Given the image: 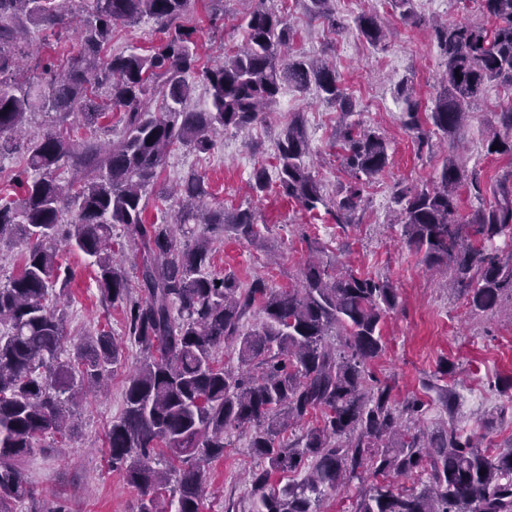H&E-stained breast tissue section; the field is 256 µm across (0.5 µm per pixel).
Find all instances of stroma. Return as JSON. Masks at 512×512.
I'll list each match as a JSON object with an SVG mask.
<instances>
[{"instance_id":"stroma-1","label":"stroma","mask_w":512,"mask_h":512,"mask_svg":"<svg viewBox=\"0 0 512 512\" xmlns=\"http://www.w3.org/2000/svg\"><path fill=\"white\" fill-rule=\"evenodd\" d=\"M285 11L295 31L289 52L310 59L335 62L341 83L350 95L351 113L336 111L316 89L298 92L283 87L272 112L247 131L225 130L208 155L186 150L174 152L166 161L156 184L157 191L174 187L192 170L205 174L211 194L209 203L225 209L253 208L259 216L262 237L268 248L222 234L213 243L210 271L221 276L235 273L243 282L259 278L268 288L280 289L296 283L308 256V243L319 240L328 255L339 264L389 279L399 293V305L382 324L385 348L375 361L378 378L396 383L398 398L423 396L428 409L423 425L445 420L446 413L436 392L423 391L422 382L436 372L443 360L455 364L451 379L456 383L459 405L458 426L467 432L478 430L481 422L501 404L493 381L512 376V302L487 313L471 311L466 299L441 288L426 271L420 255L401 239V228L393 222L398 208L396 188L406 184L432 186L437 172L451 151H458L468 169L478 172L481 192L460 191L459 213L466 216L494 203L492 188L512 171V159L486 151L488 132L497 125V115L512 100L501 86L488 85L470 106V117L459 143L430 138L422 144L401 122L402 103L397 88L411 81L423 105H431L440 90L437 78L444 69L442 57L431 39L429 20L459 21L480 18L477 5L460 9L456 0H412L417 22L400 17L388 0H333L335 16L342 28L312 18L308 0H268ZM256 0H224V24L213 27L208 0H191L180 22L194 29L199 53L206 65L219 64L224 53L246 43L242 18ZM377 10L389 22L392 33L373 46L358 33L355 19L365 9ZM157 25L142 18L133 25L113 28V52H145L157 38ZM21 67L35 74L42 55L59 60L80 49L79 30L69 26L56 31L29 27L22 46ZM302 115L310 151L305 158L323 185L327 199H334L348 181L342 163L341 127L359 123L378 129L389 143V164L364 191L363 206L355 226L336 224L325 211L311 214L292 201L267 191L253 196L248 184L253 170L275 165L276 141L295 115ZM63 262L75 274V281L60 294L58 307L64 316L67 345L88 340L97 330H110L113 337L124 335L120 307L104 306L89 257L63 250ZM122 370L102 391L87 393L75 407L68 439L45 440L41 448L21 463L26 479L36 488V502L16 504L15 512H137L140 493L126 484L122 472L113 469L106 432L122 413L126 376L139 352L126 345ZM249 431L232 434L223 458L207 463L208 486L204 512H249V471L258 460L249 446Z\"/></svg>"}]
</instances>
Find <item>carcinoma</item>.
I'll return each instance as SVG.
<instances>
[{"label":"carcinoma","instance_id":"obj_1","mask_svg":"<svg viewBox=\"0 0 512 512\" xmlns=\"http://www.w3.org/2000/svg\"><path fill=\"white\" fill-rule=\"evenodd\" d=\"M190 0H95L79 29L81 51L64 71L47 62L42 78L18 72L17 35L27 25L62 28L68 15L55 0H0V156L21 152L24 177L0 194V241L27 245L19 271L0 287V512L36 502L37 492L18 462L47 437L64 436L69 404L123 366L125 355L112 333L74 347L64 360V318L49 302L73 279L62 267L58 242L94 258L102 301L121 307L125 336L138 347L139 363L128 379L125 407L107 434L112 464L141 495L139 512H164L166 495L177 512H203L207 485L203 463L224 456L226 438L253 430L250 447L261 460L250 477V512H317L331 492L364 482L354 512H512V442L488 456L485 433L466 434L452 419L456 390L439 396L451 422L428 432L417 416L424 402L399 403L393 387L373 379L368 365L384 349L381 324L398 307V291L384 278L322 258L309 260L300 282L272 290L257 279L247 288L232 274L207 272L210 233L232 230L254 244L260 238L252 209L227 214L224 206L197 210L210 196L205 175L192 171L180 183L181 208L161 224L148 223L147 193L168 155L181 147L206 154L217 134L247 129L266 117L283 86L318 93L351 112L336 69L311 59L282 58L293 30L264 0L245 17L247 45L205 66L194 31L177 23ZM487 22L465 18L432 26L443 58L441 90L422 107L402 85V123L423 143L434 135L460 134L469 106L487 83L512 88V0H480ZM144 17L160 24L146 53L106 54L113 26ZM359 34L377 45L385 22L375 11L355 18ZM197 76L210 88L211 106L192 108ZM108 90L95 104L92 96ZM162 110L149 106L153 96ZM36 111L88 125L114 113L120 139L105 148L88 141L75 151L50 124L32 138L19 133ZM350 180L327 202L322 184L304 162L309 144L296 119L276 143L278 194L308 212L327 209L338 224L356 223L364 186L389 163V145L378 131L347 125ZM486 150L512 157V104L500 112V132ZM73 168L79 177L58 179ZM467 183L481 192L478 174L459 156L443 160L430 189L398 191L402 239L427 269L448 278L453 290L479 312L512 300V256H499L496 241L512 238V183L493 190L495 203L458 218L457 193ZM249 185L269 189L266 168ZM139 254L137 287L114 258L112 228ZM258 306L263 322L241 328L244 311ZM234 352V372L217 360ZM163 457L167 467H154ZM274 474L288 475L279 488ZM411 474L421 488L398 490L388 477Z\"/></svg>","mask_w":512,"mask_h":512}]
</instances>
